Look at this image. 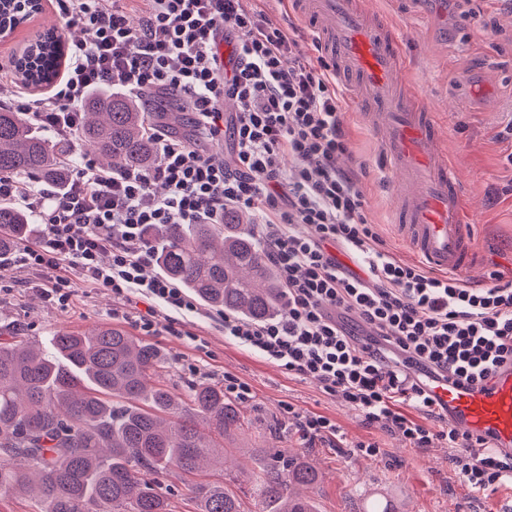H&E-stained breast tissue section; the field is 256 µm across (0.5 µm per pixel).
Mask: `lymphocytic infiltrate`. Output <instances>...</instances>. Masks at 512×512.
<instances>
[{
	"label": "lymphocytic infiltrate",
	"mask_w": 512,
	"mask_h": 512,
	"mask_svg": "<svg viewBox=\"0 0 512 512\" xmlns=\"http://www.w3.org/2000/svg\"><path fill=\"white\" fill-rule=\"evenodd\" d=\"M66 28L67 66L41 96L19 85L14 105L62 141L76 139L90 88L120 82L127 93H174L187 101L196 135L229 136V158L199 150L161 119L145 128L157 147L147 170H108L83 158L69 190L58 193L0 178V198L30 210L38 242L0 272L35 271L42 294L68 306L88 284L119 305L147 301L137 313L151 331L159 312L195 313L193 299L162 275H148L157 250L150 228L220 224L248 216L274 265L284 311L248 321L224 313V336L288 372L319 383L355 408L365 424L400 435L413 448L446 442L453 472L484 495L512 485V450L458 431L428 392L443 380L481 385L512 365V279L475 285L388 250L350 154L341 88L323 59L285 66L296 41L254 0H56ZM140 15L131 26L129 11ZM231 48L229 71L219 44ZM237 109L225 114L222 103ZM194 134V135H195ZM282 411L309 442L336 444V421L286 403ZM440 429H433V422Z\"/></svg>",
	"instance_id": "1"
}]
</instances>
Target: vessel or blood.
Returning <instances> with one entry per match:
<instances>
[{
	"instance_id": "obj_1",
	"label": "vessel or blood",
	"mask_w": 512,
	"mask_h": 512,
	"mask_svg": "<svg viewBox=\"0 0 512 512\" xmlns=\"http://www.w3.org/2000/svg\"><path fill=\"white\" fill-rule=\"evenodd\" d=\"M313 28L336 65L372 110L395 194L406 210L405 236L432 269L465 273L475 262L466 230L458 177L438 147L432 109L396 91L405 67L393 24L364 12L356 0H290ZM431 395L446 407L451 424L473 436L512 447V368L496 371L484 388L439 381Z\"/></svg>"
}]
</instances>
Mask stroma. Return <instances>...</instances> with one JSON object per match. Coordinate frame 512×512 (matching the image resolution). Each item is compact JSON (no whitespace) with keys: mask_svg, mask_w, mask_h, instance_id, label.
Masks as SVG:
<instances>
[{"mask_svg":"<svg viewBox=\"0 0 512 512\" xmlns=\"http://www.w3.org/2000/svg\"><path fill=\"white\" fill-rule=\"evenodd\" d=\"M364 9L392 21L406 53L405 74L423 100L439 113L441 150L453 163L469 213L477 261L471 282L491 275L512 278V7L503 0H361ZM274 19L286 20L300 53L317 57L312 28L291 13L283 0H261ZM480 18H473L472 10ZM344 128L351 141L350 168L366 164L360 180L367 215L379 224L388 249L403 259L414 254L398 234L394 181L385 166L381 141L351 96H344ZM37 274L15 268L0 279V328L17 327L27 344L47 346L55 333L118 326L157 344L172 360L158 380L185 397L195 381L223 384L225 373L252 388L240 407L246 422L226 441V466L202 472L205 480H226L253 512L255 476L278 451L309 460L322 474L311 490L317 512H367L385 502L390 512H512V487L473 495L453 475L448 447H410L400 436L366 426L357 412L325 395L315 381L289 375L224 336L218 309L201 305L199 314L160 319L145 332L116 315L110 294L80 288L68 307L44 299ZM336 420L345 435L337 448L307 447L297 427L280 413L281 402ZM374 440L377 455L352 454L350 443Z\"/></svg>","mask_w":512,"mask_h":512,"instance_id":"1","label":"stroma"}]
</instances>
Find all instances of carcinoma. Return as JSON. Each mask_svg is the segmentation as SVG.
<instances>
[{"instance_id":"cac0c4a2","label":"carcinoma","mask_w":512,"mask_h":512,"mask_svg":"<svg viewBox=\"0 0 512 512\" xmlns=\"http://www.w3.org/2000/svg\"><path fill=\"white\" fill-rule=\"evenodd\" d=\"M48 29L36 37L33 80L54 72ZM136 99L97 88L85 102L77 141L109 169H147L157 159ZM75 157L24 112L0 104V178L63 191ZM34 217L0 199V256L35 236ZM150 239L158 268L198 300L253 321L280 315L273 264L243 215L222 224H167ZM170 358L114 327L59 333L50 347L0 342V491L36 496L42 512H171L151 475L198 472L216 457L214 436L242 425L224 388L196 383L187 399L154 383ZM320 474L277 453L258 479L259 512H316L299 492ZM201 512H243L217 481L196 483Z\"/></svg>"}]
</instances>
